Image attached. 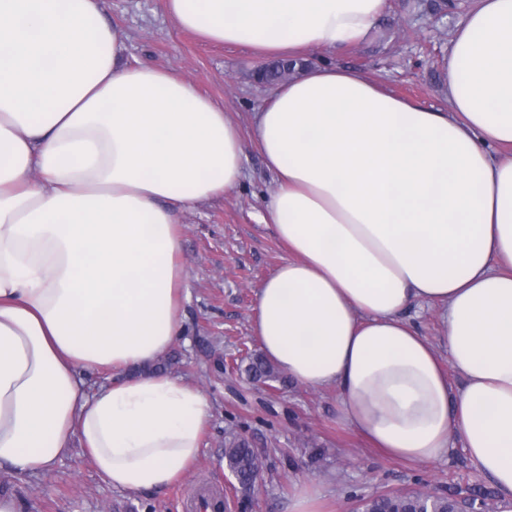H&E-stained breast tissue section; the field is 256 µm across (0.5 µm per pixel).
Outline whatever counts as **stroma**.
<instances>
[{
    "label": "stroma",
    "mask_w": 512,
    "mask_h": 512,
    "mask_svg": "<svg viewBox=\"0 0 512 512\" xmlns=\"http://www.w3.org/2000/svg\"><path fill=\"white\" fill-rule=\"evenodd\" d=\"M472 3L385 0L368 40L316 55L373 77L399 97L442 109L451 41ZM105 16L124 35L130 58L182 75L223 103L241 128L273 93L253 79L262 57L181 29L165 0H105ZM243 164L245 176L235 188L181 216L184 330L168 354L175 359L170 373L200 387L212 406L195 468L173 487L130 495L103 482L75 451L49 481L1 469L0 494L17 496L23 512H184V500L207 482L223 489L232 512H289L296 484L311 480L325 512H356L360 499L423 485L439 492L494 491L490 477L470 463L461 437L452 438L443 458L410 464L386 457L340 422L336 389L312 390L282 373L270 391L249 380L242 358L259 350L252 332L256 295L287 253L273 226L260 220L276 183L249 136ZM232 434L266 457L249 497L225 479L224 439Z\"/></svg>",
    "instance_id": "stroma-1"
}]
</instances>
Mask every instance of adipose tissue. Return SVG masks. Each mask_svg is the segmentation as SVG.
Listing matches in <instances>:
<instances>
[{"mask_svg":"<svg viewBox=\"0 0 512 512\" xmlns=\"http://www.w3.org/2000/svg\"><path fill=\"white\" fill-rule=\"evenodd\" d=\"M383 2L166 8L206 42L296 58L363 42ZM447 70L444 110L317 64L254 113L288 256L252 330L288 377L338 386L340 421L388 456L436 461L460 435L512 508V0H477ZM242 174L223 105L130 62L102 0H0V468L47 479L76 443L116 490L192 470L210 401L153 365L183 329L180 216ZM421 302L439 343L404 317ZM96 371L122 379L87 390Z\"/></svg>","mask_w":512,"mask_h":512,"instance_id":"adipose-tissue-1","label":"adipose tissue"}]
</instances>
